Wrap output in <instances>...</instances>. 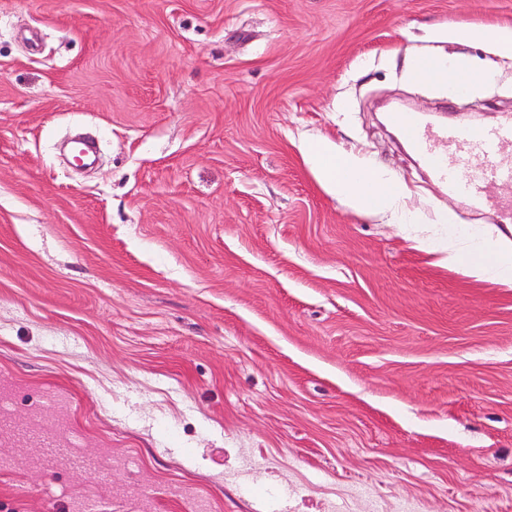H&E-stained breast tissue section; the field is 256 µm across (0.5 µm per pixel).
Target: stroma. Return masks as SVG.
Segmentation results:
<instances>
[{
  "instance_id": "35a3bbf8",
  "label": "stroma",
  "mask_w": 512,
  "mask_h": 512,
  "mask_svg": "<svg viewBox=\"0 0 512 512\" xmlns=\"http://www.w3.org/2000/svg\"><path fill=\"white\" fill-rule=\"evenodd\" d=\"M458 22L512 0H0V512H512V288L417 243L497 237L512 185L460 204L387 118L512 117V58L428 34ZM472 62L466 57H457L451 60H442L432 57H420L410 67L412 77L426 82L448 85V92L473 91L479 85V81L471 80L461 88L456 83L458 74H470ZM308 156L326 189L345 199L355 210L367 214L394 213L401 187L383 168L366 166L351 155L326 147L309 149ZM332 158L336 163L331 162ZM342 172L360 173L363 180L351 182Z\"/></svg>"
}]
</instances>
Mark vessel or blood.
<instances>
[{
  "mask_svg": "<svg viewBox=\"0 0 512 512\" xmlns=\"http://www.w3.org/2000/svg\"><path fill=\"white\" fill-rule=\"evenodd\" d=\"M397 123L418 158L457 199L480 198L488 181L512 185V121L491 128L449 127L433 137L414 113L399 115Z\"/></svg>",
  "mask_w": 512,
  "mask_h": 512,
  "instance_id": "1",
  "label": "vessel or blood"
}]
</instances>
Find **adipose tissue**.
<instances>
[{"mask_svg":"<svg viewBox=\"0 0 512 512\" xmlns=\"http://www.w3.org/2000/svg\"><path fill=\"white\" fill-rule=\"evenodd\" d=\"M441 34L452 42L490 44L501 55H512L511 27H501L491 32L464 23L448 26L442 29ZM471 71L472 63L465 57L447 61L422 57L410 67L412 77L447 85L452 92L459 89L456 75ZM308 156L326 189L345 199L355 210L383 215L396 208L401 187L383 168L365 165L351 155L326 147L310 149ZM440 250L449 266L462 269L465 274L479 280L512 286V240L457 234L449 236Z\"/></svg>","mask_w":512,"mask_h":512,"instance_id":"adipose-tissue-1","label":"adipose tissue"}]
</instances>
